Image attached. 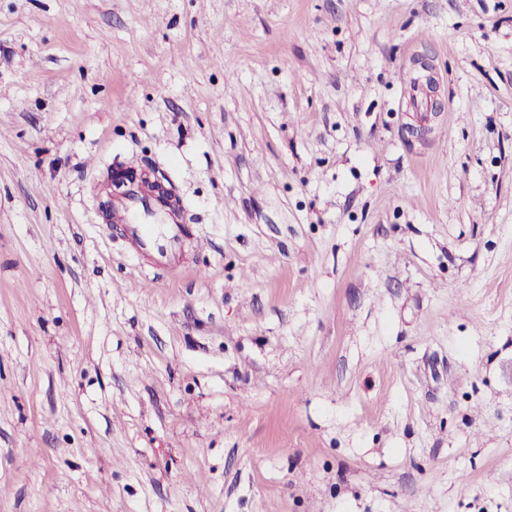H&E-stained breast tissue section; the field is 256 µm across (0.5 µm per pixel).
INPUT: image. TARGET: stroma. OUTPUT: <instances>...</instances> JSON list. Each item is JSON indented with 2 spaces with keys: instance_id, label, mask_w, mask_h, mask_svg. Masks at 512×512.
<instances>
[{
  "instance_id": "stroma-1",
  "label": "stroma",
  "mask_w": 512,
  "mask_h": 512,
  "mask_svg": "<svg viewBox=\"0 0 512 512\" xmlns=\"http://www.w3.org/2000/svg\"><path fill=\"white\" fill-rule=\"evenodd\" d=\"M0 512H512V0H0ZM133 172L118 176H112V195L121 193L128 179H134ZM144 188L157 195L168 194V189L157 180H150L143 175L140 181L129 183L127 191L122 196L110 195L108 210L103 216L105 224H120L127 226L136 238L141 250L154 253L160 261H164L179 246L182 234L185 230L179 221L181 206L179 201L170 194L169 197L154 201L151 212L161 214L166 221L167 230L163 236H155L144 229V224L139 223L142 211L140 202L144 199Z\"/></svg>"
}]
</instances>
